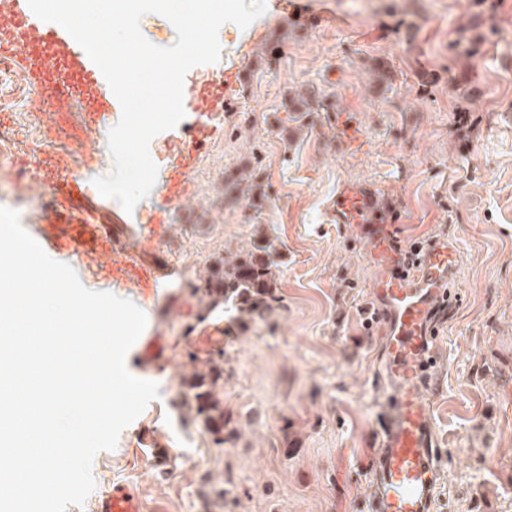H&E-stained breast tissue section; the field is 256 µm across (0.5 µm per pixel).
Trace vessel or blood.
I'll return each mask as SVG.
<instances>
[{"instance_id":"b4317fda","label":"vessel or blood","mask_w":512,"mask_h":512,"mask_svg":"<svg viewBox=\"0 0 512 512\" xmlns=\"http://www.w3.org/2000/svg\"><path fill=\"white\" fill-rule=\"evenodd\" d=\"M0 64L24 71L34 93L59 121H66L73 101L79 99L84 102L82 128L106 132L120 120L121 105L100 69L62 26L40 20L28 0H0ZM236 81V73L220 61L189 70L184 80V118L149 146L158 167L159 199L148 210L134 207L131 221L155 231L168 224L173 205L186 194L201 148L219 132ZM32 178L50 184L54 194L46 224L34 231L49 257L109 256L104 270L113 282L132 284L146 296L153 295L162 278L175 275L174 267L163 268L144 258L113 259L112 232L104 223L112 201L89 180L62 172L50 155L41 159ZM395 219L374 189L364 186L342 187L328 211L333 224H382ZM369 261L382 268L374 294L383 304L380 316L387 323V361L381 446L362 475L371 487L367 512H434L440 462L432 405L424 391L433 379L430 368L438 342L432 320L449 300L457 271L456 245L449 238H435L401 254L390 251L378 236ZM94 510L145 512L142 498L123 484L99 497Z\"/></svg>"}]
</instances>
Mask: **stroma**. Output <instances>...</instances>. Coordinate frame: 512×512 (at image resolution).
<instances>
[{"instance_id": "35a3bbf8", "label": "stroma", "mask_w": 512, "mask_h": 512, "mask_svg": "<svg viewBox=\"0 0 512 512\" xmlns=\"http://www.w3.org/2000/svg\"><path fill=\"white\" fill-rule=\"evenodd\" d=\"M217 35L241 78L186 198L157 235L120 206L108 216L124 228L119 254L178 272L147 299L97 280L166 345L159 365L136 346L126 359L159 397L95 454L93 493L67 512H93L116 483L147 512H356L384 406L383 347L365 325L376 270L372 241L328 223L326 207L362 184L401 215L383 227L401 248L448 234L459 251L462 299L440 331L435 512H512V0H266L248 28ZM27 99L25 83L0 85L18 121L0 130V151L56 140L51 113L23 115ZM52 199L0 165V206L23 227L43 224ZM259 238L279 250L271 315L243 328L219 309L197 322L190 282ZM219 349L237 431L220 446L175 405L182 377Z\"/></svg>"}]
</instances>
